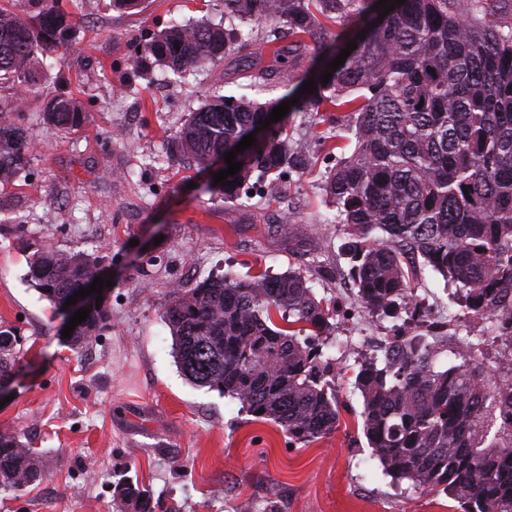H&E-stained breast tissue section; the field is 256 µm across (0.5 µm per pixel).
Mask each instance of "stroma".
<instances>
[{"label":"stroma","mask_w":512,"mask_h":512,"mask_svg":"<svg viewBox=\"0 0 512 512\" xmlns=\"http://www.w3.org/2000/svg\"><path fill=\"white\" fill-rule=\"evenodd\" d=\"M81 33L51 59L42 96L24 114L33 151L26 178L0 222V330L13 329L15 365L0 407V431L17 433L41 459L40 481L0 493V512H120L113 487L130 479L175 512H461L442 492H423L384 474L362 432L355 371L358 340H386L442 328L454 362L457 338L483 336L473 317L426 272L422 316L369 314L353 300L345 228L330 223L321 188L337 152L313 111L284 117L298 167L270 175L227 202L212 192L213 169L169 164L175 132L213 94L264 102L282 91L265 70L275 47L254 41L249 62L231 54L173 83L163 68L132 73L139 45L170 22L224 21V0H143L133 13L112 0H73ZM78 98L87 112L77 132L41 122L47 99ZM291 211L290 233L279 223ZM99 256L113 286L103 288L106 327L80 348L64 321L27 279L32 237ZM308 269L317 298L334 309L340 425L300 443L218 391L191 383L175 362L163 314L176 285L230 271L273 276Z\"/></svg>","instance_id":"1"}]
</instances>
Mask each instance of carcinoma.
<instances>
[{"mask_svg": "<svg viewBox=\"0 0 512 512\" xmlns=\"http://www.w3.org/2000/svg\"><path fill=\"white\" fill-rule=\"evenodd\" d=\"M63 0H34L23 17L0 4V187L16 185L29 163L24 112L40 93L46 59L76 42ZM377 0H224L221 27L173 24L138 52L135 70L166 68L177 78L224 60L250 44L263 26L268 44L288 34L309 37L322 61L317 90L299 105L326 103L344 113L353 145L322 184L346 227L350 290L366 312L397 317L417 307L420 274L429 269L451 282L466 309L508 342L489 378L466 352L441 363L439 336H397L383 357L362 363V431L371 453L395 482L442 491L463 512H512V23H490L498 0H473L461 16L454 0H406L386 17ZM362 25L343 65L329 83L320 76L350 41L342 30ZM340 27L335 31L332 26ZM270 75L277 85L301 86L285 57ZM433 68L435 73L428 72ZM280 100L218 95L191 113L174 134L180 155L205 169L267 120ZM85 113L74 97L57 95L42 112L48 128L71 132ZM263 142L216 193L233 201L253 178L293 163L287 129L261 130ZM468 191H463V187ZM27 277L55 312L99 269V259L63 252L48 240L29 243ZM290 324H275L272 313ZM177 364L194 384L238 399L257 418L274 421L300 442L339 426V399L328 377L334 367L323 347L335 344L330 308L318 300L303 271L240 278L226 273L188 289L176 287L164 312ZM106 325L92 320L70 344L80 347ZM12 331L0 330V379L14 364ZM42 478L38 455L20 436L0 432V489H20ZM133 512L159 504L130 480L115 485Z\"/></svg>", "mask_w": 512, "mask_h": 512, "instance_id": "carcinoma-1", "label": "carcinoma"}]
</instances>
